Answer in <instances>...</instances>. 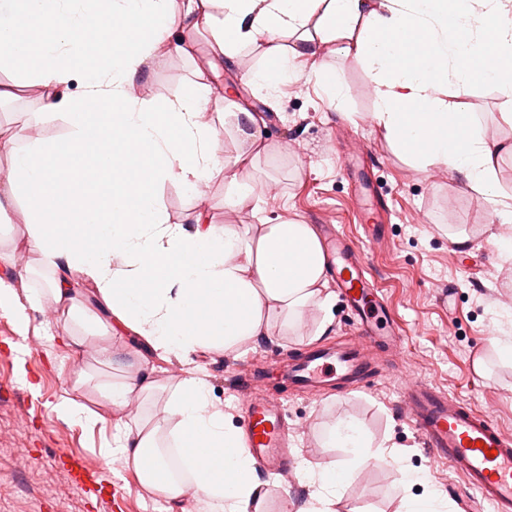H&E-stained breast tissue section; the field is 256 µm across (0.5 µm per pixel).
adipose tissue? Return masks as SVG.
Instances as JSON below:
<instances>
[{
	"label": "adipose tissue",
	"mask_w": 512,
	"mask_h": 512,
	"mask_svg": "<svg viewBox=\"0 0 512 512\" xmlns=\"http://www.w3.org/2000/svg\"><path fill=\"white\" fill-rule=\"evenodd\" d=\"M192 32L207 35L214 57L196 71L193 94L163 104L135 96L151 65L191 52ZM259 40L268 63L245 78L270 95L326 45L362 60L376 127L413 164L448 168L492 203L499 224L490 238L512 255V204L500 198L495 169L501 147L474 134L467 113L445 99L449 84L479 79L498 89L500 115L512 124V72L500 64L512 59V0H0V68L40 89V121L60 118L68 128L59 138L18 131L0 141L9 156L0 200L24 197L22 240L52 272L43 294L19 295L0 279V312L25 325L48 297L78 318V280L111 314L99 328L96 367L113 366V341L139 346L118 380L84 371L77 383L118 414L110 457L133 469L165 512H185L189 494L202 512H265L266 483L208 380L195 375L199 355L228 357L273 331H297L314 310L322 314L316 336L332 324L328 258L312 225L222 226L201 212L172 224L160 202L166 183L197 196L219 178L232 207L252 205L250 172L265 152L258 119L234 113L229 163L209 104L218 60L239 59ZM74 81L81 92L65 93ZM75 179L104 192V206L65 198ZM130 179L137 193L126 189ZM148 350L188 367L187 376L167 389ZM135 400L142 410L127 415ZM325 444L343 455L305 468L313 492L297 512H334L352 474L401 456L346 418L326 429Z\"/></svg>",
	"instance_id": "1"
}]
</instances>
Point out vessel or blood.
I'll return each mask as SVG.
<instances>
[{
	"label": "vessel or blood",
	"mask_w": 512,
	"mask_h": 512,
	"mask_svg": "<svg viewBox=\"0 0 512 512\" xmlns=\"http://www.w3.org/2000/svg\"><path fill=\"white\" fill-rule=\"evenodd\" d=\"M322 237L332 279L354 309L357 334L335 350L313 348L289 367L293 383L315 392L330 382L339 388L363 382L372 374L377 355L400 344L385 299L366 277L365 250L330 225L323 227ZM401 397L424 447L447 461L490 512H512V437L503 433L491 414L413 377L402 381ZM281 419L277 402L252 396L247 448L258 464L270 470L288 465V434Z\"/></svg>",
	"instance_id": "vessel-or-blood-1"
}]
</instances>
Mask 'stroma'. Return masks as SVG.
Instances as JSON below:
<instances>
[{
	"mask_svg": "<svg viewBox=\"0 0 512 512\" xmlns=\"http://www.w3.org/2000/svg\"><path fill=\"white\" fill-rule=\"evenodd\" d=\"M193 55L171 53L143 80L147 98L164 103L188 95L197 67L209 57L203 36H195ZM318 73L302 66L299 77L269 99L249 85L244 71L265 63L263 42L246 45L238 62H225L220 79L229 111L247 107L261 115L264 138L271 149L256 173V210L224 204V183L214 180L201 195H187L179 185L160 191L172 221L189 211L212 215L219 224L296 221L337 224L356 240H364L363 223L372 212L360 206L356 187L369 178L388 204L375 215L385 234L368 252V277L385 296L401 333L399 352L384 353L377 369L351 392L333 389L310 396L271 377L264 394L283 408L295 448L288 476L261 470L269 483L267 512H277L282 499L303 506L310 489L302 468L340 458L337 448L323 445L322 432L337 418L362 423L375 441L403 452L400 466L373 464L356 472L344 490L343 512H396L404 493L435 489L456 512H489L448 466L433 459L401 406L399 380L422 379L481 411L492 413L512 433V365L502 364L490 346L496 331L495 303L512 306V260H504L488 238L497 221L491 203L468 190L451 171L418 168L397 152L372 123L373 80L354 56L333 48L320 51ZM14 72L0 70V85L15 86L14 98L0 101V132L39 128L41 137L62 136V119L39 123L36 88L16 87ZM342 95H332L331 83ZM449 101L476 118L490 142L512 144V124L499 114L497 88L479 81L450 86ZM353 120H346V113ZM469 246L454 243L458 233ZM68 317L53 303L32 313L28 325L0 316V512H163L133 470L107 465L103 450L112 441L110 408L90 389H75L78 375L89 368L94 349L66 347ZM313 326L297 336H273L256 349L233 358L198 361L197 375L207 377L217 403L234 426H243L247 399L242 386L254 365H274L310 348ZM485 371H477L476 360ZM77 391L103 418L89 428L59 415L57 402ZM94 462L101 495L66 481L61 468L71 454ZM412 484H404V475Z\"/></svg>",
	"mask_w": 512,
	"mask_h": 512,
	"instance_id": "35a3bbf8",
	"label": "stroma"
}]
</instances>
